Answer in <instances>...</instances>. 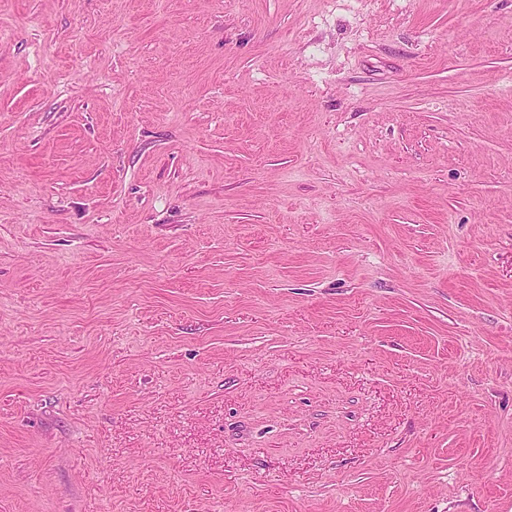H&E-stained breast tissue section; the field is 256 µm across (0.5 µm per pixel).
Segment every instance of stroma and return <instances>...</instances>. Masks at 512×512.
<instances>
[{
	"label": "stroma",
	"mask_w": 512,
	"mask_h": 512,
	"mask_svg": "<svg viewBox=\"0 0 512 512\" xmlns=\"http://www.w3.org/2000/svg\"><path fill=\"white\" fill-rule=\"evenodd\" d=\"M0 512H512V0H0Z\"/></svg>",
	"instance_id": "35a3bbf8"
}]
</instances>
